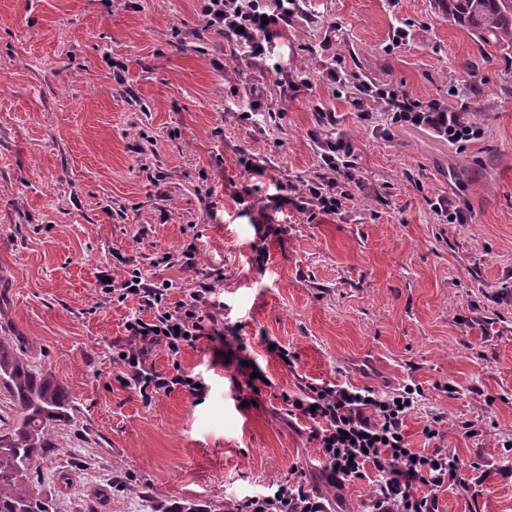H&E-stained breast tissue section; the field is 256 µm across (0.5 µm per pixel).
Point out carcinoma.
<instances>
[{
  "label": "carcinoma",
  "instance_id": "cac0c4a2",
  "mask_svg": "<svg viewBox=\"0 0 512 512\" xmlns=\"http://www.w3.org/2000/svg\"><path fill=\"white\" fill-rule=\"evenodd\" d=\"M448 20L483 43L512 49V0H438ZM18 336H0V385L17 416L0 432V512H55L53 496L34 479L55 430L73 419L68 392L35 367Z\"/></svg>",
  "mask_w": 512,
  "mask_h": 512
}]
</instances>
